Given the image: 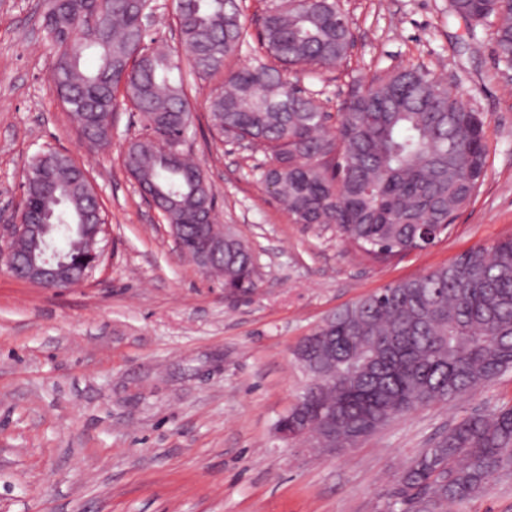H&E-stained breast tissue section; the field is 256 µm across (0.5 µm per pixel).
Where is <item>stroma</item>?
I'll return each mask as SVG.
<instances>
[{
	"label": "stroma",
	"instance_id": "stroma-1",
	"mask_svg": "<svg viewBox=\"0 0 512 512\" xmlns=\"http://www.w3.org/2000/svg\"><path fill=\"white\" fill-rule=\"evenodd\" d=\"M354 34L342 62L300 85L337 112L353 87L413 65L452 82L485 118L487 175L447 240L385 264L334 225L293 223L260 179V148L221 139L191 84L194 159L220 224L252 246L259 290L225 296L178 251L122 166L142 123L117 109L109 146L87 141L53 92L43 0H0V208L14 209L32 159L68 154L105 212L99 265L43 288L0 261V512H377L406 463L472 411L512 404V371L418 408L336 453L275 424L309 378L292 351L331 313L512 236V70L490 29L467 30L449 0H339Z\"/></svg>",
	"mask_w": 512,
	"mask_h": 512
}]
</instances>
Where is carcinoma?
Masks as SVG:
<instances>
[{
	"label": "carcinoma",
	"instance_id": "cac0c4a2",
	"mask_svg": "<svg viewBox=\"0 0 512 512\" xmlns=\"http://www.w3.org/2000/svg\"><path fill=\"white\" fill-rule=\"evenodd\" d=\"M154 0H48L45 28L56 49L54 92L90 142L108 140L119 103L145 122L123 167L151 186L162 212L194 235L195 184L201 170L182 151L194 113L183 80L221 78L208 98L212 127L228 139L271 150L261 172L296 224H334L343 243L369 261L423 250L448 236L487 173L484 118L421 68L376 76L331 115L284 72L314 73L346 58L353 33L336 0H282L260 22L259 43L270 62L229 69L246 43L237 0H177L178 45L158 48L138 26ZM470 26L494 29L496 55L512 69V0H450ZM51 192L25 181L19 217L48 224L64 239L69 261L89 250L81 215L97 221L102 205L86 172L49 151ZM224 236L228 295L257 288L254 252L230 226ZM299 347L315 362H336V386H311L288 426L305 429L320 449L348 448L418 407L448 401L512 370V237L476 246L447 264L374 292L329 315ZM512 475V405L463 417L433 446L413 457L382 496L379 512H446Z\"/></svg>",
	"mask_w": 512,
	"mask_h": 512
}]
</instances>
